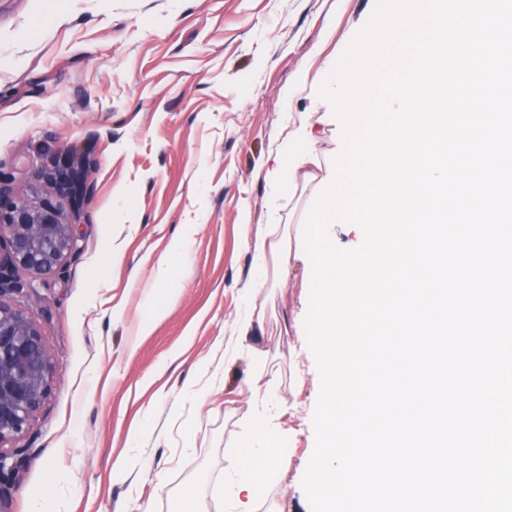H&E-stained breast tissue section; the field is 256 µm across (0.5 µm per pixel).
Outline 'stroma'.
I'll return each instance as SVG.
<instances>
[{"mask_svg":"<svg viewBox=\"0 0 512 512\" xmlns=\"http://www.w3.org/2000/svg\"><path fill=\"white\" fill-rule=\"evenodd\" d=\"M375 4L0 0V170L24 178L40 148L74 150L88 186L78 257L20 302L58 375L21 440L25 456L6 460L22 476L0 483L10 512L49 501L50 465L72 477L69 512L137 502L178 512L181 489L200 475L204 512H251L228 461L244 454L254 390L269 387L288 463L258 512H311L302 478L320 391L305 328L312 274L276 255L258 264L245 237L263 228L301 238L317 183L278 198L266 173L303 115L319 149L338 155L319 88ZM162 257L173 297L154 318L146 293ZM248 320L256 334L243 341ZM138 426L147 437L133 446ZM128 452L133 473L113 475V458Z\"/></svg>","mask_w":512,"mask_h":512,"instance_id":"obj_1","label":"stroma"}]
</instances>
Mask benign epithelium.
<instances>
[{
    "instance_id": "7a95c632",
    "label": "benign epithelium",
    "mask_w": 512,
    "mask_h": 512,
    "mask_svg": "<svg viewBox=\"0 0 512 512\" xmlns=\"http://www.w3.org/2000/svg\"><path fill=\"white\" fill-rule=\"evenodd\" d=\"M83 194L73 151L23 181L0 171V451L29 430L56 372L40 326L15 301L77 256Z\"/></svg>"
}]
</instances>
